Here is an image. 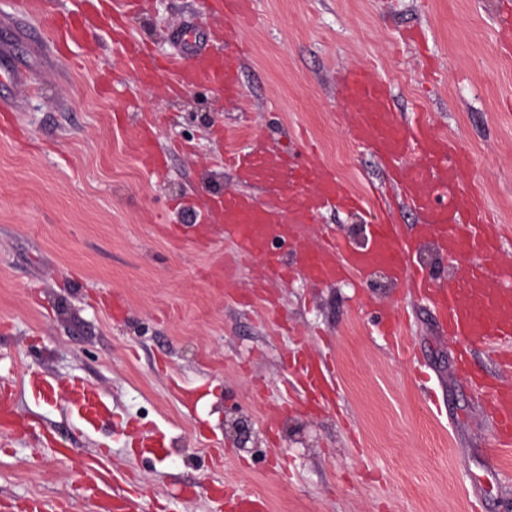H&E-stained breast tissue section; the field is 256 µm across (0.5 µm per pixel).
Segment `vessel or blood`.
<instances>
[{"mask_svg":"<svg viewBox=\"0 0 512 512\" xmlns=\"http://www.w3.org/2000/svg\"><path fill=\"white\" fill-rule=\"evenodd\" d=\"M253 0H209L208 10L216 19L245 21ZM140 0H112L115 32L134 71L148 81L177 90L204 85L229 99L240 96V58L215 55L206 48V34L188 24L176 31L184 45L179 55L157 58L122 30L124 18L137 10ZM96 0H83L82 10L59 18L52 33L55 43L81 44ZM493 25L497 43L512 51V0H498ZM30 76L11 52L0 53V111H14L15 102L31 87ZM341 101L349 107L350 133L354 142L375 154L389 169L402 204L415 212L420 223L413 236H405L390 221V204L382 189L374 187L359 194L328 168L308 161L307 147L278 152L258 150L246 144L224 149V165L236 170L245 181H264V202L227 193L218 196L214 208L238 256L259 262L271 278L303 277L325 283L356 277L364 280L384 270L399 283L407 284L430 305L450 338L465 348H486L494 353L496 371L471 377L495 421V446L512 450V385L502 383L501 374L512 371V265L503 263L502 227L485 205L479 183L462 182L461 171L470 155L430 120L416 113L413 121H394L390 111L391 88L364 66L343 68L337 77ZM344 210L365 212L364 244L349 239L323 237L313 246L296 248L292 259L272 250L275 241L285 242L298 227L319 223L324 213ZM437 244L441 253L474 252L475 262L463 268L458 278L442 279L420 267L418 254L426 241ZM291 392L308 400L326 399L336 389L328 361L301 351ZM62 398L93 408L94 419L110 421L98 409L92 388L81 383L63 386ZM35 418L20 417L16 411L15 385L0 382V439L8 440L35 432ZM105 449H97L81 465V478L97 486L99 512H149L151 495L141 490L134 495L109 492L103 485Z\"/></svg>","mask_w":512,"mask_h":512,"instance_id":"b4317fda","label":"vessel or blood"}]
</instances>
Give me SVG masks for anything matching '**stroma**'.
Segmentation results:
<instances>
[{
	"label": "stroma",
	"instance_id": "35a3bbf8",
	"mask_svg": "<svg viewBox=\"0 0 512 512\" xmlns=\"http://www.w3.org/2000/svg\"><path fill=\"white\" fill-rule=\"evenodd\" d=\"M495 2L254 0L247 24L210 42L248 48L235 105L196 86L161 97L99 24L87 35L97 53L72 68L45 42L51 14L19 22L0 0V43L34 84L0 136V379L43 431L0 446V512L34 496L89 512L78 455L94 448L137 476L154 512H221L204 490L220 480L267 512H512V456L495 454L456 345L408 288L381 270L365 284L273 283L246 301L259 266L234 255L222 225L193 221L214 190L241 187L217 162L219 126L245 143L305 134L312 162L358 189L382 181L336 95L337 71L360 64L390 83L395 120L429 113L467 148L461 179L481 182L512 235V55L495 40ZM206 11V0H143L129 25L169 55L173 26ZM147 126L166 154L158 173L135 150ZM391 308L409 317V354L378 333ZM303 336L335 364L339 409L295 407L269 427ZM30 370L83 380L115 431L32 391ZM52 439L77 456L51 455Z\"/></svg>",
	"mask_w": 512,
	"mask_h": 512
}]
</instances>
